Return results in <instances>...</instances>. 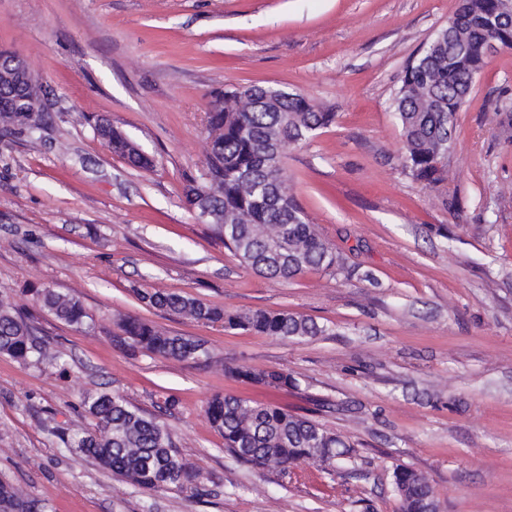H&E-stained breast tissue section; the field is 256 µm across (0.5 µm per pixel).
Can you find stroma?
I'll return each instance as SVG.
<instances>
[{
	"label": "stroma",
	"instance_id": "stroma-1",
	"mask_svg": "<svg viewBox=\"0 0 512 512\" xmlns=\"http://www.w3.org/2000/svg\"><path fill=\"white\" fill-rule=\"evenodd\" d=\"M458 0H0V49L44 88L38 129L0 137V296L65 369L0 356V479L43 512H397L394 473L433 487L439 512H512V49L490 57L454 118L442 182L403 173L390 108L405 67ZM251 84L310 97L335 121L288 147V184L339 257L336 271L270 279L240 263L184 203L207 150L214 92ZM107 117L152 160L99 139ZM78 297L88 326L35 289ZM160 288L224 307L287 310L326 326L285 340L138 301ZM137 317L205 344L207 365L117 345ZM282 369L296 385L228 367ZM155 414L196 474L149 491L64 448L90 429L84 392ZM235 394L346 437L354 457L260 469L207 419ZM227 371L234 377L257 383H264L275 387L288 388L297 383L290 373L284 370H270L256 372L247 366H231Z\"/></svg>",
	"mask_w": 512,
	"mask_h": 512
}]
</instances>
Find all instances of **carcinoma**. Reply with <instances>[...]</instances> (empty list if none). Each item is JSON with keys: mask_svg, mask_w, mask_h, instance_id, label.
<instances>
[{"mask_svg": "<svg viewBox=\"0 0 512 512\" xmlns=\"http://www.w3.org/2000/svg\"><path fill=\"white\" fill-rule=\"evenodd\" d=\"M501 0H462L455 25L442 29L404 70L391 108L401 128V165L414 179L427 184L443 180L444 161L452 144L453 118L468 102L476 78L488 62L491 42L512 49V27L493 21ZM334 113L324 112L312 99L261 85L226 90L214 96L207 113L208 131L216 133L199 177L183 189L185 203L196 216L207 212L210 228L247 268L269 278L291 279L310 269L329 270L336 253L310 224L288 190L282 161L284 143L299 144L329 125ZM5 135L24 131L20 113L0 112ZM97 135L131 166L147 169L152 158L135 150L131 141L102 117ZM146 305L196 321L257 334L293 339L325 332L315 320L286 310L248 309L226 313L224 308L159 288H137ZM38 304L58 320L82 328L89 316L80 300L50 289L35 290ZM115 342L143 351L200 364L210 358L198 340L171 335L151 323L129 317ZM23 363L57 366L61 354L36 336L31 321L0 299V355ZM234 377L275 387L297 384L284 370L256 372L231 366ZM84 411L96 420L94 432H75L66 447L93 458L101 467L146 489L181 487L193 481L171 433L157 417L132 405L123 396L88 393ZM210 423L224 435V448L238 461L257 468L273 459L280 469L306 461L332 465L353 457V446L316 423L278 407L252 405L235 395L214 397L206 409ZM400 512L435 508L430 486L417 472L394 473ZM0 512H42L22 489L0 481Z\"/></svg>", "mask_w": 512, "mask_h": 512, "instance_id": "obj_1", "label": "carcinoma"}]
</instances>
